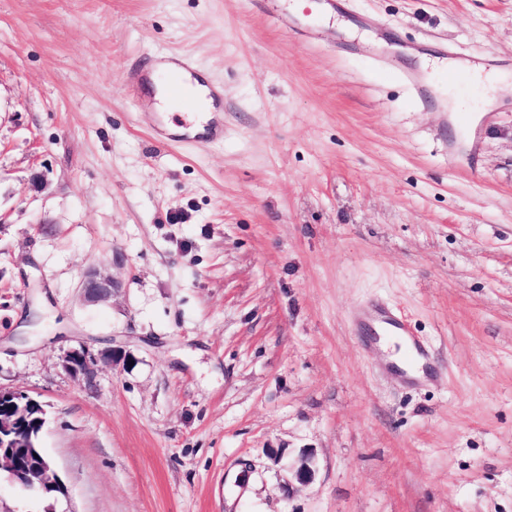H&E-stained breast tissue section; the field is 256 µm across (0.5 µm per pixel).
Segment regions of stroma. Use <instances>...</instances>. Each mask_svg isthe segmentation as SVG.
Segmentation results:
<instances>
[{
	"mask_svg": "<svg viewBox=\"0 0 512 512\" xmlns=\"http://www.w3.org/2000/svg\"><path fill=\"white\" fill-rule=\"evenodd\" d=\"M291 2L0 0V388L46 406L56 512H512V89L412 58L512 73V0ZM175 54L223 142L166 143L127 85ZM368 302L429 348L421 386ZM87 301L101 302L112 297L115 282L112 277L100 271H91L85 275L82 283ZM94 362L83 349L69 351L63 360L64 370L72 377L92 381Z\"/></svg>",
	"mask_w": 512,
	"mask_h": 512,
	"instance_id": "35a3bbf8",
	"label": "stroma"
}]
</instances>
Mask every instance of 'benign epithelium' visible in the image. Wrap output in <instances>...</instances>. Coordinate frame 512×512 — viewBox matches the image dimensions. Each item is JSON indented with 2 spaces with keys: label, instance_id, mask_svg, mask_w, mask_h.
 Wrapping results in <instances>:
<instances>
[{
  "label": "benign epithelium",
  "instance_id": "1",
  "mask_svg": "<svg viewBox=\"0 0 512 512\" xmlns=\"http://www.w3.org/2000/svg\"><path fill=\"white\" fill-rule=\"evenodd\" d=\"M115 282L99 271L85 275L83 288L90 302H101L112 297ZM64 370L72 377L87 381L93 379L94 362L82 349L69 351L63 360ZM46 423L44 404L26 393L0 388V475L17 489L39 491L47 485L54 486L58 494L67 493V487L57 475L52 461L43 453L30 456L24 453L33 433H41ZM315 470L311 456L304 454L293 472L295 489L310 484Z\"/></svg>",
  "mask_w": 512,
  "mask_h": 512
}]
</instances>
